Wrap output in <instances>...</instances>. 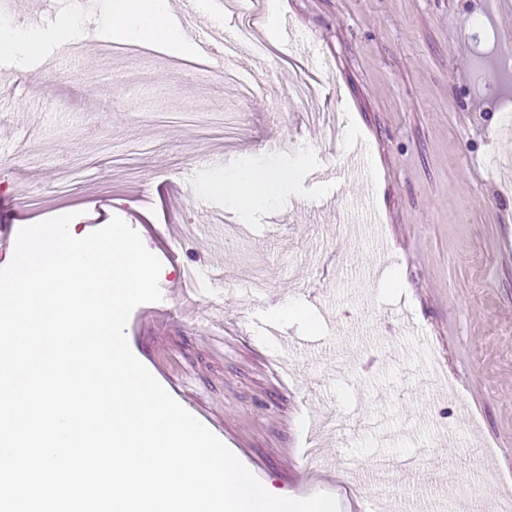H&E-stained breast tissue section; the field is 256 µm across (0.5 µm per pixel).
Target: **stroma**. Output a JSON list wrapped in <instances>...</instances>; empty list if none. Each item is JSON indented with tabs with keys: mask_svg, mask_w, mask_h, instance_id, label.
Masks as SVG:
<instances>
[{
	"mask_svg": "<svg viewBox=\"0 0 512 512\" xmlns=\"http://www.w3.org/2000/svg\"><path fill=\"white\" fill-rule=\"evenodd\" d=\"M103 2L0 0V28L46 33L65 13L84 48L47 44L22 70L0 58L18 80L0 87V226L73 212L88 233L115 216L136 230L162 263L169 311H132L133 354L280 494L328 493L339 512L378 497L391 512L417 493L429 512H469L480 466L492 493H512V185L492 163L512 162L500 120L512 75L493 74L512 47V0H198L226 28L260 17L266 50L243 46L236 66L254 85L246 97L217 78L219 46L193 79L165 44L99 53ZM310 74L337 139L289 97ZM248 165L292 174L274 208L243 217L211 187ZM19 183L44 194L17 200ZM217 213L218 236L203 237ZM258 277L266 288L250 293ZM290 298L304 317L272 318ZM423 343L455 395L410 358ZM333 414L354 433L346 447L322 426Z\"/></svg>",
	"mask_w": 512,
	"mask_h": 512,
	"instance_id": "obj_1",
	"label": "stroma"
}]
</instances>
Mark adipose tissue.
Masks as SVG:
<instances>
[{"label": "adipose tissue", "instance_id": "adipose-tissue-1", "mask_svg": "<svg viewBox=\"0 0 512 512\" xmlns=\"http://www.w3.org/2000/svg\"><path fill=\"white\" fill-rule=\"evenodd\" d=\"M105 23L113 37L126 42L167 43L184 53L191 49L190 42L169 22L167 0H108ZM288 176L282 166L240 168L216 182L213 189L223 194L227 204L246 214L276 199Z\"/></svg>", "mask_w": 512, "mask_h": 512}]
</instances>
